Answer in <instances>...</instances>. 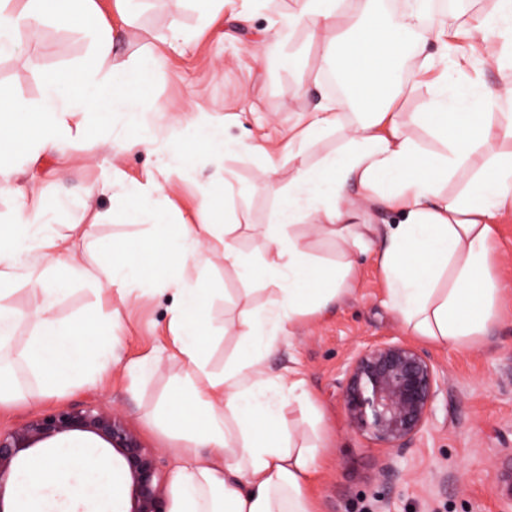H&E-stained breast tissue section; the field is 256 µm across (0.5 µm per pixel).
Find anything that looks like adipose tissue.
Instances as JSON below:
<instances>
[{
    "label": "adipose tissue",
    "mask_w": 512,
    "mask_h": 512,
    "mask_svg": "<svg viewBox=\"0 0 512 512\" xmlns=\"http://www.w3.org/2000/svg\"><path fill=\"white\" fill-rule=\"evenodd\" d=\"M428 5L408 0L395 19L379 0H297L282 16L286 36L309 29L323 69L336 74L362 110L350 116L338 101L323 99L313 119L289 136L288 156L297 166L287 189L277 192L276 224L261 262L241 255L234 245L238 223H219L206 197L200 223L113 243L100 258L109 278L98 297L105 317L62 322L53 319V308L81 270L51 223V205L21 195L12 222L0 225V344L23 318L13 304L14 269L34 254L53 278L33 283L41 295L39 332L21 355L43 389L83 376L87 352L97 353L98 370L111 365L120 326L113 296L142 282L175 287L170 331L185 365L176 396L188 403L186 418L169 424L187 453L175 476L177 512H315L307 485L319 468L317 448L296 440L286 423L292 417L314 427L319 419L301 381H277L267 358L299 318L347 293L355 267L349 260L315 263L293 232L304 219L313 218L314 230L336 236L346 249L383 238L378 268L385 304L413 335L434 345L481 343L512 292L495 270L498 225L512 216V83L465 90L448 78L431 86L425 111L397 109L432 67L429 41L449 52L453 39L469 33L497 44V65L512 63V0H494L491 11L459 23ZM100 13L99 0H0V57L19 55L21 31H37L48 20L70 27ZM92 50L96 66L70 77L45 73L35 103L0 90V194L14 190L8 162L15 150L62 152L77 143L78 132L100 123L139 124L162 56L149 54L131 68L107 25L95 29ZM335 130L343 134L336 151L308 165V145ZM375 200L398 211L401 222L382 230L358 223L364 204ZM216 258L243 279L272 287L269 307L240 310L241 354L220 374L204 363L206 320L190 317L209 294L205 273ZM200 448L208 457L197 456ZM77 468L88 473L87 483L72 484ZM51 484L78 498L119 492L109 466L79 448L32 460L13 492L35 503Z\"/></svg>",
    "instance_id": "obj_1"
}]
</instances>
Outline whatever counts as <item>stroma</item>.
I'll list each match as a JSON object with an SVG mask.
<instances>
[{
  "label": "stroma",
  "instance_id": "35a3bbf8",
  "mask_svg": "<svg viewBox=\"0 0 512 512\" xmlns=\"http://www.w3.org/2000/svg\"><path fill=\"white\" fill-rule=\"evenodd\" d=\"M295 0H245L236 11H224L201 24L195 0H142L134 28L124 38L125 57L137 59L148 51H164L167 61L152 79L151 99L169 105L163 120L145 114L141 136L153 139L156 150L119 153L113 141L125 134L123 122L91 129L88 146L63 153H43L21 159L14 183L47 201H68L57 211L54 226L67 235L68 245L90 279L72 282L60 295L52 316L59 321L88 317L96 310L97 290L107 284L98 266L101 248L134 234H150L152 220L164 211L173 224L198 223V203L212 194L216 208L231 204L241 222L237 248L249 259L266 253L267 234L277 210V189L287 187L294 172L284 145L288 132L306 122L315 105L334 96L321 70L317 48L307 30L270 55L267 45L280 31V16L294 9ZM195 31L181 49H164L161 38L171 25ZM470 61L456 75L462 84L490 85L512 80V70H500L487 59L497 48L473 39ZM89 40L76 27L45 23L22 37L18 56L0 59V89L30 103L40 96V79L52 71L68 75L89 60ZM309 77L303 92L295 85L300 67ZM228 117V138L241 142L238 153L217 159L192 152L183 168L162 165L168 142L190 145L200 113ZM279 147L276 168H269L258 145ZM116 167L114 185L101 181L102 171ZM158 182L142 199L145 219L140 224H117L112 213L121 209L126 186ZM231 185V198L219 189ZM356 279L351 292L313 317L301 318L293 337L281 338L268 356L271 376L301 379L322 420L317 430L295 423L296 439L319 445L320 466L309 483L318 512H499V472L505 449L512 448V311L492 329L480 346L449 349L411 336L383 304L385 284L376 264L375 249L351 253ZM42 275L41 265L28 262L16 271L14 302L26 313L0 356L14 359L38 331L30 314L40 296L30 282ZM207 277L212 288L205 313L211 327L205 362L219 374L240 354L234 335L239 309L264 306L270 292L263 283H246L233 267L215 260ZM174 289L160 284L137 286L121 305V326L110 369L87 375L44 395L34 375L16 366L22 394L0 403V428L9 429L44 411L94 405L120 413L143 445L151 449L165 490H172L180 465L181 441L173 438L155 417L164 412L184 366L174 358L169 329ZM382 342H404L423 351L435 366L440 385L432 415L421 436L402 454H394L359 432L342 405L345 371L358 351ZM151 357L150 373L134 378L132 362ZM394 473H387V465ZM18 512H125L126 497L111 502L78 500L68 490L48 487L36 506L17 503Z\"/></svg>",
  "mask_w": 512,
  "mask_h": 512
}]
</instances>
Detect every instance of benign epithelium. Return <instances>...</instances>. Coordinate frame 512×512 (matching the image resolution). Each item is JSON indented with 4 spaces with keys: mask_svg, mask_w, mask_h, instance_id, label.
<instances>
[{
    "mask_svg": "<svg viewBox=\"0 0 512 512\" xmlns=\"http://www.w3.org/2000/svg\"><path fill=\"white\" fill-rule=\"evenodd\" d=\"M439 391L435 367L424 352L403 342H383L359 351L346 370L342 402L350 422L384 448L402 452L423 432ZM89 433L117 455L129 494L127 512H168L155 457L125 420L92 405L58 408L10 429H0V512L16 463L40 444ZM500 475L503 510L512 512V448Z\"/></svg>",
    "mask_w": 512,
    "mask_h": 512,
    "instance_id": "1",
    "label": "benign epithelium"
}]
</instances>
